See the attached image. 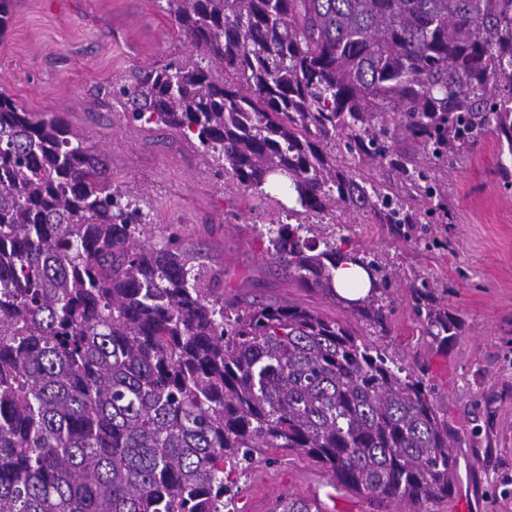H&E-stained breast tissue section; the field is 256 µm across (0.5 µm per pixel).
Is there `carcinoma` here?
<instances>
[{
  "label": "carcinoma",
  "instance_id": "cac0c4a2",
  "mask_svg": "<svg viewBox=\"0 0 512 512\" xmlns=\"http://www.w3.org/2000/svg\"><path fill=\"white\" fill-rule=\"evenodd\" d=\"M167 4L199 60L112 87L129 123L192 134L246 190L286 183L296 223L268 229L273 258L339 304V263L375 270L345 309L385 329L394 273L309 219L373 216L403 237L443 198L436 167L489 134L512 155V0ZM147 224L83 134L0 92V512H224L263 448L379 505L452 494L448 418L422 378L314 307L224 299ZM409 296L448 347L458 325L433 290ZM274 512L323 510L290 495Z\"/></svg>",
  "mask_w": 512,
  "mask_h": 512
}]
</instances>
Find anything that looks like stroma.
I'll return each instance as SVG.
<instances>
[{"label":"stroma","mask_w":512,"mask_h":512,"mask_svg":"<svg viewBox=\"0 0 512 512\" xmlns=\"http://www.w3.org/2000/svg\"><path fill=\"white\" fill-rule=\"evenodd\" d=\"M0 91L32 112H53L104 153L114 183L140 199L148 238L176 234L196 252L204 277L224 272V292L245 302L299 301L329 316L343 309L295 288L268 250L267 228L288 221L287 194L260 197L217 174L181 132L155 124L128 125L112 86L169 61L196 60L166 0H0ZM512 153L487 136L453 170L442 172L453 207L448 224H416L396 238L383 224L325 219L321 236L378 256L397 277L387 329L358 324L368 343L403 362L431 386L453 432L457 458L451 497L418 508L377 506L337 487L330 512H512V186L495 174ZM433 288L461 325L438 350L417 317L408 288ZM328 474L314 460L284 449L258 454L241 480L234 512H271L279 498L310 496Z\"/></svg>","instance_id":"obj_1"}]
</instances>
